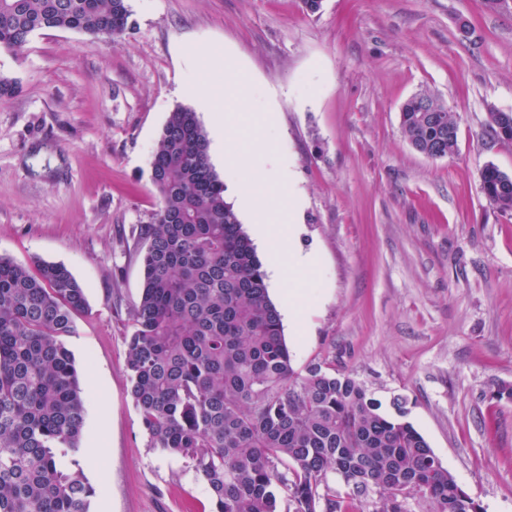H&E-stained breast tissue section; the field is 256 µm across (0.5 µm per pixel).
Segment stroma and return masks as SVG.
Returning <instances> with one entry per match:
<instances>
[{
  "instance_id": "35a3bbf8",
  "label": "stroma",
  "mask_w": 512,
  "mask_h": 512,
  "mask_svg": "<svg viewBox=\"0 0 512 512\" xmlns=\"http://www.w3.org/2000/svg\"><path fill=\"white\" fill-rule=\"evenodd\" d=\"M123 38L33 33L0 51L20 91L0 102V255L64 264L88 309L65 339L86 418L72 458L98 489L90 512H211L205 479L150 447L126 338L143 289L141 228L158 206L150 161L168 115L211 109L192 88L231 56L244 81L239 148L256 174L293 164L299 247L319 269L269 284L307 296L295 370L329 361L407 419L483 512H512V216L480 191L512 143L486 136L512 111V2L128 0ZM429 92L457 122L442 159L404 139L400 110ZM263 148L252 151V138ZM98 449L90 460V449Z\"/></svg>"
}]
</instances>
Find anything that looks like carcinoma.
<instances>
[{
    "mask_svg": "<svg viewBox=\"0 0 512 512\" xmlns=\"http://www.w3.org/2000/svg\"><path fill=\"white\" fill-rule=\"evenodd\" d=\"M127 0H0V49L36 31L125 34ZM437 107L423 120L424 104ZM400 129L417 152L456 151L457 124L429 93L410 98ZM512 141V112L486 126ZM197 113L178 106L150 162L159 207L145 226L143 291L132 313L130 396L150 447L190 461L211 512H481L406 420L327 361L293 368L265 272L208 157ZM480 190L512 214V176L486 165ZM85 295L67 268L0 256V512H90L97 489L76 468L85 422L75 359L64 342ZM339 478L347 492L328 482Z\"/></svg>",
    "mask_w": 512,
    "mask_h": 512,
    "instance_id": "cac0c4a2",
    "label": "carcinoma"
}]
</instances>
